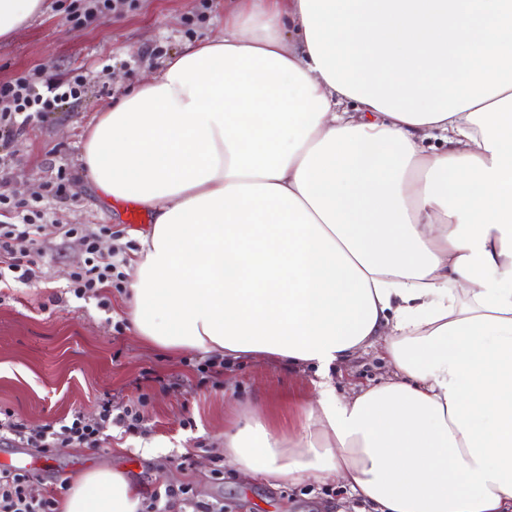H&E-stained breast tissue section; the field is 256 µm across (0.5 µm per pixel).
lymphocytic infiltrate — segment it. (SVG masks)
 I'll list each match as a JSON object with an SVG mask.
<instances>
[{
    "instance_id": "1",
    "label": "lymphocytic infiltrate",
    "mask_w": 512,
    "mask_h": 512,
    "mask_svg": "<svg viewBox=\"0 0 512 512\" xmlns=\"http://www.w3.org/2000/svg\"><path fill=\"white\" fill-rule=\"evenodd\" d=\"M81 78L56 79L22 78L13 84L0 85V141L20 132L33 116L44 115L81 93ZM19 218L15 224H0V285L20 283L27 285L38 277V259L43 246L38 236L41 227L35 224L27 211L25 201L14 204ZM63 236H80L85 252L82 265L71 274L68 287L75 297L100 295L102 289L112 287L117 265L114 252H103L100 237L95 233L78 232L76 227L60 225ZM144 416L138 407L124 406L114 410L111 402H104L95 418L74 412L59 425L46 424L30 427L11 412L0 415V439L47 453L56 448L83 445L99 447L106 439L111 425H119L131 434L141 433ZM29 476L25 473L0 472V512H58L55 497H34L28 491ZM191 507L192 512H224L223 506L194 500L188 488H166L164 494H152L143 503L142 512H176L177 508Z\"/></svg>"
}]
</instances>
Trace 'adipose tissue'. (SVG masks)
Masks as SVG:
<instances>
[{
  "instance_id": "obj_1",
  "label": "adipose tissue",
  "mask_w": 512,
  "mask_h": 512,
  "mask_svg": "<svg viewBox=\"0 0 512 512\" xmlns=\"http://www.w3.org/2000/svg\"><path fill=\"white\" fill-rule=\"evenodd\" d=\"M47 9L0 0V38ZM82 161L152 215L137 336L316 368L298 429L251 412L231 466L374 512H512V0H224L223 35L105 106ZM376 344L389 378L339 395ZM140 507L91 469L61 512Z\"/></svg>"
}]
</instances>
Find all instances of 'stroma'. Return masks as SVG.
I'll return each mask as SVG.
<instances>
[{"instance_id": "stroma-1", "label": "stroma", "mask_w": 512, "mask_h": 512, "mask_svg": "<svg viewBox=\"0 0 512 512\" xmlns=\"http://www.w3.org/2000/svg\"><path fill=\"white\" fill-rule=\"evenodd\" d=\"M70 2L53 0L50 13L0 42V84L39 69L85 82L79 99L30 121L0 146V191L35 204L43 214L40 238L49 244L38 281L0 290V409L37 427L76 411L95 417L108 400H141L145 431L113 426L98 448L32 450L31 494H57L61 481L109 467L124 471L142 495L186 485L197 500L223 503L224 512H361L362 503L336 483L274 487L224 462L225 430L253 407L269 412L276 427L296 424L300 404L315 396L313 368L247 357L225 361L220 387L203 385L196 367L205 353L173 354L142 342L125 316L121 289H107L106 308L98 297L68 293L85 254L80 237L61 239L59 225L100 233L102 249L118 250L124 272L139 248L124 202L104 196L84 174L89 121L185 42L224 28V0H110L106 16L80 24L67 18ZM60 181L65 191L58 198L51 189ZM388 375L373 346L333 378L347 394Z\"/></svg>"}]
</instances>
